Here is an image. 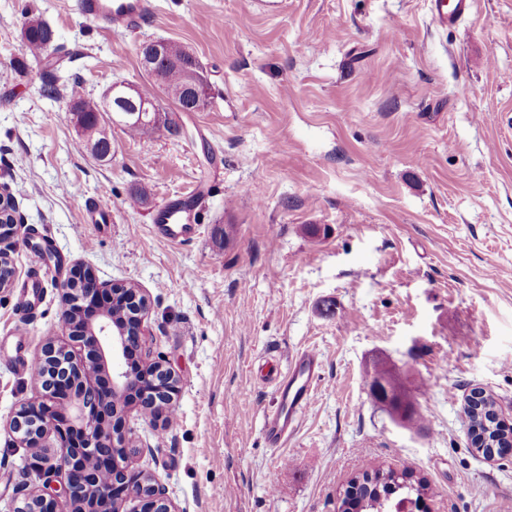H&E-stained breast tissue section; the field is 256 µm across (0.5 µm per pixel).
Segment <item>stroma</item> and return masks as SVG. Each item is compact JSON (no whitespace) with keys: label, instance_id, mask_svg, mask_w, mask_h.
<instances>
[{"label":"stroma","instance_id":"35a3bbf8","mask_svg":"<svg viewBox=\"0 0 512 512\" xmlns=\"http://www.w3.org/2000/svg\"><path fill=\"white\" fill-rule=\"evenodd\" d=\"M151 4L132 32L82 19L77 0H0V189L18 222L0 241L15 271L0 293V512L36 479L9 421L42 389L17 360L67 341L60 284L78 265L151 302L143 353L179 377L175 419L132 405L125 427L132 468L177 512H338L380 462L429 480L412 512H512V455L474 453L463 416L480 387L512 425V0H475L452 27L432 0H287L276 18L251 0ZM29 15L55 32L39 59L22 48ZM155 39L201 61L207 108L178 113L177 136L109 125L108 162L77 149L72 84L97 100L148 83L139 49ZM139 186L149 204L131 202ZM178 199L201 218L185 245L152 232ZM308 348L309 405L268 444L271 374ZM381 362L422 427L373 400Z\"/></svg>","mask_w":512,"mask_h":512}]
</instances>
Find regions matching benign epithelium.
I'll use <instances>...</instances> for the list:
<instances>
[{
  "label": "benign epithelium",
  "instance_id": "1",
  "mask_svg": "<svg viewBox=\"0 0 512 512\" xmlns=\"http://www.w3.org/2000/svg\"><path fill=\"white\" fill-rule=\"evenodd\" d=\"M165 51L163 40L144 44L143 68L155 72L154 60ZM140 98L138 87L112 85L104 93V110L112 111L114 101ZM60 290L70 340L83 352L76 355L53 341L41 349L44 374L61 378L43 390L39 401L22 403L10 422L20 443L37 451L32 468L40 481L17 498L13 512H58L60 493L71 512H125L133 498L139 512H177L149 476L131 468L132 444L119 408L124 396L133 395L152 422L179 391L178 377L166 361H147L137 370L128 365V354L143 346L149 299L126 284L102 282L90 270L73 273ZM118 302L133 310V323L121 330L112 324ZM372 388L388 409L404 412L392 374L374 375ZM50 434L59 446L39 451Z\"/></svg>",
  "mask_w": 512,
  "mask_h": 512
}]
</instances>
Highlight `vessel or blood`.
I'll return each mask as SVG.
<instances>
[{"instance_id": "vessel-or-blood-1", "label": "vessel or blood", "mask_w": 512, "mask_h": 512, "mask_svg": "<svg viewBox=\"0 0 512 512\" xmlns=\"http://www.w3.org/2000/svg\"><path fill=\"white\" fill-rule=\"evenodd\" d=\"M433 4L438 20L448 24L456 22L469 10L472 0H433ZM79 8L90 22L133 28L148 14L151 5L149 0H79ZM199 230V216L173 202L160 205L154 217L155 235L172 244L191 242ZM319 368V357L313 351L305 350L295 357L289 373L278 385L279 407L265 420L264 432L270 442L287 438L289 428L308 405Z\"/></svg>"}]
</instances>
